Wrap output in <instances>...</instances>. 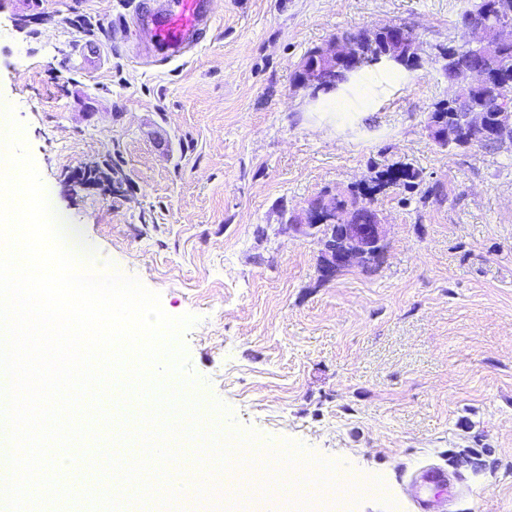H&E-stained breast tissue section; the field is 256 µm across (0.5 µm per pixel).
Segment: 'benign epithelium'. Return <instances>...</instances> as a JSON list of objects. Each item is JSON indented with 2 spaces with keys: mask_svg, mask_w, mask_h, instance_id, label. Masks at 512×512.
Instances as JSON below:
<instances>
[{
  "mask_svg": "<svg viewBox=\"0 0 512 512\" xmlns=\"http://www.w3.org/2000/svg\"><path fill=\"white\" fill-rule=\"evenodd\" d=\"M465 25V51L480 61L489 58L494 42H512V23L502 22L489 38L484 23L468 14ZM356 54L351 42L329 40L321 48V61L306 65L299 72V85L312 89H336V60L350 61ZM464 82L472 87H493L492 100L477 103L454 83L452 97L457 99L455 112L448 116L429 114L425 129L430 141L446 148L453 144L469 147L495 139L512 130V85L494 79L484 65L470 68ZM386 221L373 204L354 196L352 191H326L311 200L300 213L289 216L288 228L307 237H318L321 245L319 271L325 278L352 266L369 268L377 264L386 250Z\"/></svg>",
  "mask_w": 512,
  "mask_h": 512,
  "instance_id": "benign-epithelium-1",
  "label": "benign epithelium"
}]
</instances>
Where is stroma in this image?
Segmentation results:
<instances>
[{
    "label": "stroma",
    "instance_id": "stroma-1",
    "mask_svg": "<svg viewBox=\"0 0 512 512\" xmlns=\"http://www.w3.org/2000/svg\"><path fill=\"white\" fill-rule=\"evenodd\" d=\"M159 2L0 5V99L56 211L167 314L196 316L182 343L216 429L385 486L326 512H413L426 461L460 476L459 512H512V149L448 151L425 130L474 0H209L205 41L170 63L134 23ZM84 22L105 43L87 70ZM389 24L417 27L418 67L316 100L295 85L311 49ZM393 162L419 177L376 199L382 264L322 278L317 239L283 223ZM94 163L111 182L86 178Z\"/></svg>",
    "mask_w": 512,
    "mask_h": 512
}]
</instances>
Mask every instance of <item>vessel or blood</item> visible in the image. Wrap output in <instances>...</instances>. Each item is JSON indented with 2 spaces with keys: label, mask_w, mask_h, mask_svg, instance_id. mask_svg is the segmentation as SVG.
<instances>
[{
  "label": "vessel or blood",
  "mask_w": 512,
  "mask_h": 512,
  "mask_svg": "<svg viewBox=\"0 0 512 512\" xmlns=\"http://www.w3.org/2000/svg\"><path fill=\"white\" fill-rule=\"evenodd\" d=\"M137 22L146 29L167 57L181 58L185 49L199 44L207 29L203 0H171L160 11H138ZM460 479L447 467L429 463L409 477V493L415 512H448L460 495Z\"/></svg>",
  "instance_id": "obj_1"
}]
</instances>
